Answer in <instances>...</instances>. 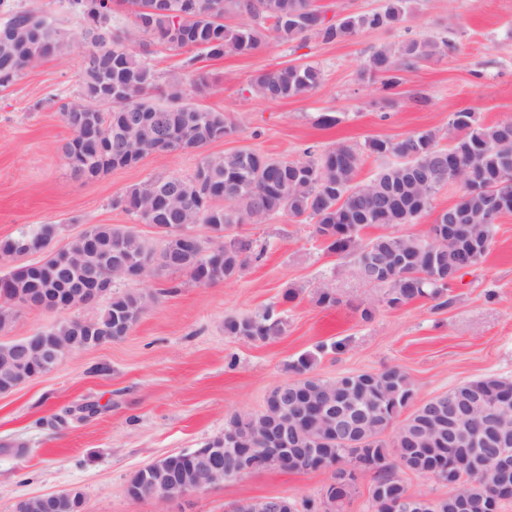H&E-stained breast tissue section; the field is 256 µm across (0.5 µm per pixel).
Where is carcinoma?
<instances>
[{"label":"carcinoma","instance_id":"carcinoma-1","mask_svg":"<svg viewBox=\"0 0 512 512\" xmlns=\"http://www.w3.org/2000/svg\"><path fill=\"white\" fill-rule=\"evenodd\" d=\"M61 8L77 11L98 24L85 32L89 52L80 75L81 92L59 105L73 133L96 128L104 138H118L130 128L131 114H149L160 137L142 140L130 135L138 158L152 153L202 152L209 144L235 132L221 112L181 103L184 92L178 80L158 85L155 69L146 59L127 50L124 42L137 35L135 27L113 25L114 0H59ZM409 0H384L376 10L326 16L315 0H190L191 18L175 27L169 16L154 15L152 36L172 50L189 53L184 64L195 65L200 56L219 59L228 54L250 55L267 40V33L283 42L315 38L323 43L343 42L366 30H396L408 15ZM128 19L145 15L156 0H121ZM253 16L237 26L224 23L229 16ZM0 29L13 31L16 45L0 46V87L11 84L21 73L42 60L60 56L69 48L68 32L54 15L30 9H13ZM434 40H412L398 47H383L366 60L361 74L381 80L383 89L399 85L397 72L440 53ZM112 67V106L91 112L89 101L104 94L101 72ZM324 74L314 64H285L255 73L253 93L268 102H279L320 88ZM438 134L421 131L401 140L373 138L365 148L372 154L390 156L395 162L372 179L358 180L362 152L339 143L316 157L284 161L257 150H237L222 156L204 155L190 178L147 180L132 186L114 205L143 224H164L174 236L183 226L264 224L280 214L313 221L315 236L329 252L350 257L357 275L366 266H385L388 275L386 304L403 306L415 299L430 298L437 306L452 303L448 297L456 274L483 262L494 242L496 221L491 210L499 201L512 202V117L485 125L469 110L448 116L446 148L437 144ZM132 166L119 152L101 156L89 153L72 171L84 177L103 175L115 168ZM450 184L459 187L450 209L458 214L453 247L431 246L425 237L382 234L363 238L370 226L413 224L429 208L433 197ZM93 243L112 259L132 261L154 249L130 229L110 224L89 228ZM35 250H46L55 228L42 225L21 233ZM164 268L184 271L204 286L231 280L253 259L252 241L231 238L209 253L191 255L161 250ZM44 286L71 274L53 255ZM146 297L117 294L96 319L113 325L112 339L127 335L139 319ZM284 322L267 310L254 317L228 319L224 333L251 340L274 341L283 335ZM317 355L304 353L291 363L295 378L288 393L304 405V413L288 414L294 447L324 448L336 463L357 462L361 471L373 475L370 498L374 512L381 510V492L408 493L399 473L424 475L425 457H438L459 482L448 496L430 499L417 496L420 507L412 512H458L464 495L472 512L496 497L494 462L512 461V379L485 376L459 384L429 399L418 397L407 372L390 366L377 373H347L334 379L314 373ZM332 403L364 419L361 433L347 442L330 435L319 404ZM412 412L400 419L406 409ZM257 424L264 412H238L225 423L230 431L242 420ZM399 428L393 442L385 432ZM356 486L352 477L341 488L325 491L318 504L310 501L306 512H343Z\"/></svg>","mask_w":512,"mask_h":512}]
</instances>
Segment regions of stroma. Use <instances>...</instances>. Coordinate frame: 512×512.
Returning a JSON list of instances; mask_svg holds the SVG:
<instances>
[{
	"label": "stroma",
	"mask_w": 512,
	"mask_h": 512,
	"mask_svg": "<svg viewBox=\"0 0 512 512\" xmlns=\"http://www.w3.org/2000/svg\"><path fill=\"white\" fill-rule=\"evenodd\" d=\"M7 4L57 14L70 49L0 88V240L51 224L55 245L64 246L88 226L112 224L162 249L163 233L114 201L148 179L191 177L201 155L152 153L92 180L75 176L62 150L72 132L56 102L81 91L84 22L60 10L58 0ZM413 39L444 43V54L403 73L395 90L398 107L379 112L380 82L361 76V66L374 51ZM129 48L150 59L160 83L179 76L185 101L224 113L235 126L234 134L206 147L212 156L258 149L296 160L308 148L321 152L339 142L359 148L376 137L397 140L423 130L436 131L444 146L449 112L469 109L485 124L512 117V0H410L407 22L394 31H364L330 44H284L271 37L254 54L203 57L188 69L184 53L151 36L137 37ZM284 62L317 64L322 87L278 103L257 97L251 77ZM200 72L208 80L203 91L194 86ZM324 114L336 116V124L321 126ZM456 199L455 187H445L417 223L374 226L364 235H426ZM226 234L250 239L261 260L240 277L211 286L165 269L120 283L117 292L149 299L127 336L72 351L52 372L0 394V512L66 490L82 493L84 512H225L234 502L269 496L288 497L300 510L307 501H321L331 482L321 470L258 471L168 501L132 499L126 485L160 456L223 434L232 414L260 411L273 388L293 379L291 363L323 342L344 347L319 355L320 376L397 365L422 398L478 377L512 378V213L500 217L491 252L458 278L443 308L431 299L388 307L385 288L359 281L342 256L324 249L312 224L289 216L235 224ZM325 285L336 293L335 306L316 302ZM290 289L297 297L284 301ZM107 303L103 297L62 313L18 309L0 329V342L68 319H97ZM366 307L373 312L368 320L361 316ZM267 309L283 319V336L263 342L225 335V320Z\"/></svg>",
	"instance_id": "1"
}]
</instances>
